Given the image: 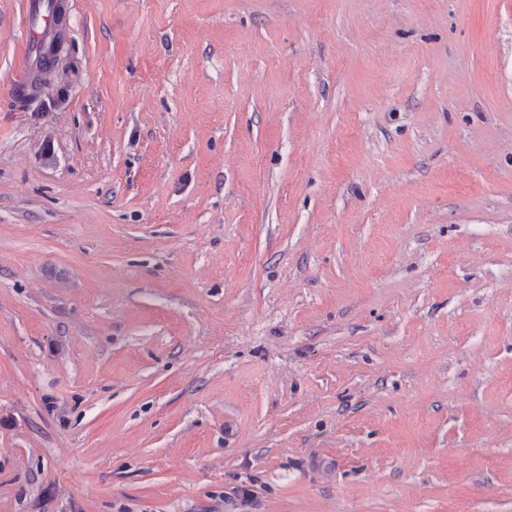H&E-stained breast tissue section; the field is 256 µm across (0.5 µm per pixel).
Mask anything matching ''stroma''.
<instances>
[{
    "mask_svg": "<svg viewBox=\"0 0 512 512\" xmlns=\"http://www.w3.org/2000/svg\"><path fill=\"white\" fill-rule=\"evenodd\" d=\"M27 3L0 512H512V0ZM46 2L43 0H30L28 5V42L29 50H34L36 46L46 48L53 40V35L57 30V22L50 9L45 8Z\"/></svg>",
    "mask_w": 512,
    "mask_h": 512,
    "instance_id": "1",
    "label": "stroma"
}]
</instances>
